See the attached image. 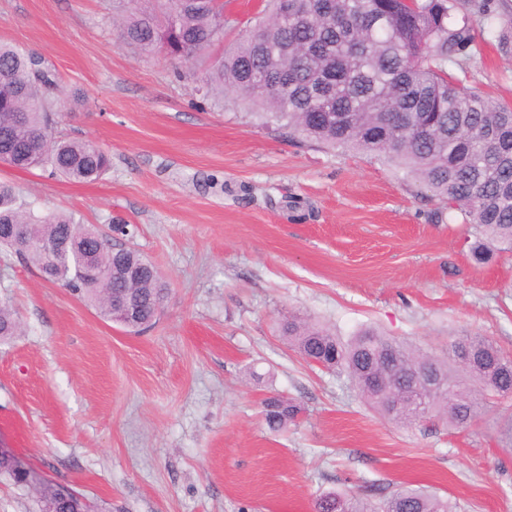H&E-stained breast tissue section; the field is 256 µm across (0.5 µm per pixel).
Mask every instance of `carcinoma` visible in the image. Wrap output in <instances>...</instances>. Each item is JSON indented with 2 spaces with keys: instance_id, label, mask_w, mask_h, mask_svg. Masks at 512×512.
<instances>
[{
  "instance_id": "obj_1",
  "label": "carcinoma",
  "mask_w": 512,
  "mask_h": 512,
  "mask_svg": "<svg viewBox=\"0 0 512 512\" xmlns=\"http://www.w3.org/2000/svg\"><path fill=\"white\" fill-rule=\"evenodd\" d=\"M267 0L265 15L230 53L201 76L206 96L224 93L248 103L267 123L333 148L376 156L448 201V219L461 215L475 238L472 258L486 264L512 254V104L473 86L479 54L473 18L483 22L499 51L512 57V26L497 23L494 0ZM219 0H156L151 11L122 17L121 39L143 52L160 46L191 59L224 34ZM58 77L42 59L0 41V161L29 171L51 167L75 183L107 170L104 149L89 140L52 133ZM24 225L29 245L1 241L40 275L70 290L112 319V298L138 303L136 332L158 317L169 289L135 248L87 245L101 236L73 213L37 217L15 187L0 181V226ZM66 239V251L48 260L39 243ZM138 271L127 278L126 271ZM18 331L0 305V341ZM283 335L309 363L344 370L362 397L402 424L439 417L463 427L512 398V359L482 336H461L442 361L366 328L345 342L294 313ZM272 431L296 423L301 407L283 396L264 400ZM52 480L34 485L38 512H90ZM456 512L446 497L397 488L372 502L357 494L328 493L315 512Z\"/></svg>"
}]
</instances>
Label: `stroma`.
Listing matches in <instances>:
<instances>
[{"instance_id": "stroma-1", "label": "stroma", "mask_w": 512, "mask_h": 512, "mask_svg": "<svg viewBox=\"0 0 512 512\" xmlns=\"http://www.w3.org/2000/svg\"><path fill=\"white\" fill-rule=\"evenodd\" d=\"M197 60L120 41L105 0H0V40L59 77V135L111 165L93 183L0 163L36 214L128 225L169 294L134 334L0 249V448L98 512H315L325 493L422 488L459 512H512L498 412L464 429L396 424L351 378L307 363L281 331L293 312L341 339L374 327L432 358L483 336L512 356V258L476 264L462 219L372 155L266 127L215 105L204 69L248 32L253 0ZM477 87L512 103V57L482 43ZM302 408L274 432L266 397Z\"/></svg>"}]
</instances>
